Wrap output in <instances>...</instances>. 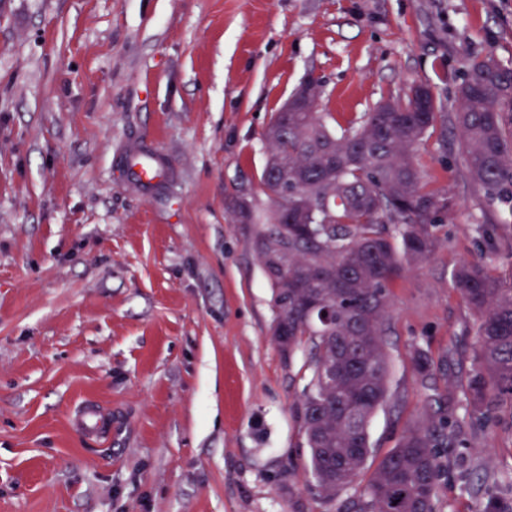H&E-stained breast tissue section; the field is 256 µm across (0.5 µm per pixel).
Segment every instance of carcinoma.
<instances>
[{
	"instance_id": "cac0c4a2",
	"label": "carcinoma",
	"mask_w": 512,
	"mask_h": 512,
	"mask_svg": "<svg viewBox=\"0 0 512 512\" xmlns=\"http://www.w3.org/2000/svg\"><path fill=\"white\" fill-rule=\"evenodd\" d=\"M438 112L424 84L378 102L339 135L317 111L277 112L263 174L270 206L237 205L241 223L263 225L253 249L272 287L273 327L288 337L289 354L302 345L309 351L297 412L324 499L365 468L368 425L387 397L391 285L403 261L431 255V227L452 208L448 194L425 189L414 162ZM452 121L466 172L487 205L512 200V66L492 52L473 56ZM454 280L476 317L467 401L484 414L512 400V286L482 264L459 266ZM447 439L446 419L406 431L380 459L353 512H435L436 448Z\"/></svg>"
}]
</instances>
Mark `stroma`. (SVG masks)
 I'll list each match as a JSON object with an SVG mask.
<instances>
[{"label": "stroma", "mask_w": 512, "mask_h": 512, "mask_svg": "<svg viewBox=\"0 0 512 512\" xmlns=\"http://www.w3.org/2000/svg\"><path fill=\"white\" fill-rule=\"evenodd\" d=\"M487 52L512 64V0H0V512H346L365 493L363 474L316 494L308 352L273 342L258 227L234 211L268 207L264 131L311 77L338 132L416 83L441 106L415 163L453 209L391 286L367 464L445 417L436 512H512V404L468 405L453 279L482 261L512 285V205L488 209L450 120ZM85 404L102 432L74 427Z\"/></svg>", "instance_id": "stroma-1"}]
</instances>
